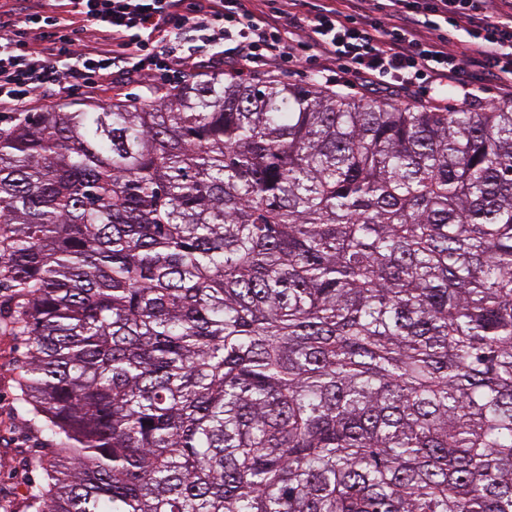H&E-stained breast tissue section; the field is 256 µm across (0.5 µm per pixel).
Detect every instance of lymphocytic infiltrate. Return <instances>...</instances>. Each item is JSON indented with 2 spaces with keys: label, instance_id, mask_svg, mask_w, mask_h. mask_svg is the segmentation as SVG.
I'll return each instance as SVG.
<instances>
[{
  "label": "lymphocytic infiltrate",
  "instance_id": "obj_1",
  "mask_svg": "<svg viewBox=\"0 0 512 512\" xmlns=\"http://www.w3.org/2000/svg\"><path fill=\"white\" fill-rule=\"evenodd\" d=\"M255 14L245 0H0V112H28L51 91L97 93L133 78L172 84L201 67L260 73L326 61L344 83L420 92L465 106L486 84L512 98V0H329ZM457 32V49L448 46Z\"/></svg>",
  "mask_w": 512,
  "mask_h": 512
}]
</instances>
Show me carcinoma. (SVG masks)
Instances as JSON below:
<instances>
[{
	"mask_svg": "<svg viewBox=\"0 0 512 512\" xmlns=\"http://www.w3.org/2000/svg\"><path fill=\"white\" fill-rule=\"evenodd\" d=\"M24 512H512V108L189 76L0 128Z\"/></svg>",
	"mask_w": 512,
	"mask_h": 512,
	"instance_id": "carcinoma-1",
	"label": "carcinoma"
}]
</instances>
